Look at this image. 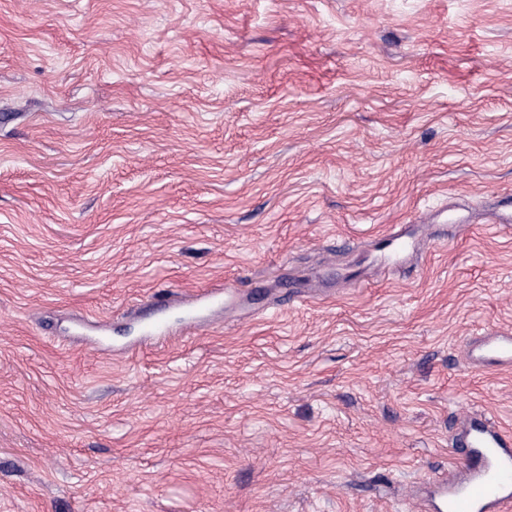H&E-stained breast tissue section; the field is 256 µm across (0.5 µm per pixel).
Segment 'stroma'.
Wrapping results in <instances>:
<instances>
[{"instance_id":"35a3bbf8","label":"stroma","mask_w":512,"mask_h":512,"mask_svg":"<svg viewBox=\"0 0 512 512\" xmlns=\"http://www.w3.org/2000/svg\"><path fill=\"white\" fill-rule=\"evenodd\" d=\"M507 196L512 0H0V512H419Z\"/></svg>"}]
</instances>
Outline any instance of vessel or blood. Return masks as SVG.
Segmentation results:
<instances>
[{"mask_svg":"<svg viewBox=\"0 0 512 512\" xmlns=\"http://www.w3.org/2000/svg\"><path fill=\"white\" fill-rule=\"evenodd\" d=\"M466 357L479 369L512 367V332L495 329L471 337ZM467 463L460 476L428 488L435 512H512V432L478 413L462 417L455 437Z\"/></svg>","mask_w":512,"mask_h":512,"instance_id":"obj_1","label":"vessel or blood"}]
</instances>
